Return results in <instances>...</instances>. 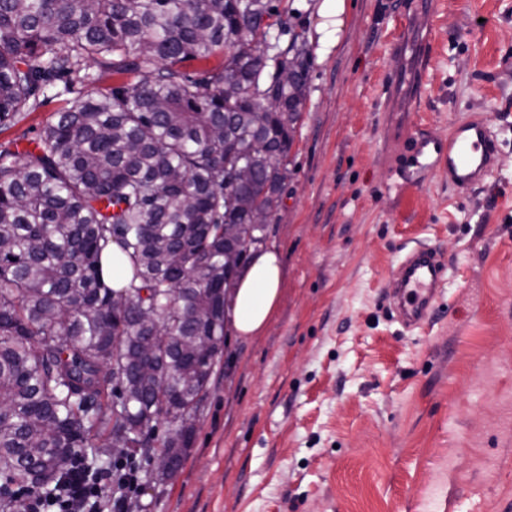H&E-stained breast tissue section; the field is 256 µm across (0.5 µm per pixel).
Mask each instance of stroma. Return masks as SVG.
<instances>
[{
  "mask_svg": "<svg viewBox=\"0 0 512 512\" xmlns=\"http://www.w3.org/2000/svg\"><path fill=\"white\" fill-rule=\"evenodd\" d=\"M413 2L346 0L340 46L313 54L265 242L287 271L278 311L262 335L228 331L176 479L132 458L135 512H512V0ZM74 102L40 101L0 144ZM475 113L492 176L404 190L415 130L444 140ZM420 245L448 268L408 329L389 286Z\"/></svg>",
  "mask_w": 512,
  "mask_h": 512,
  "instance_id": "35a3bbf8",
  "label": "stroma"
}]
</instances>
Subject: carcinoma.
<instances>
[{"label":"carcinoma","instance_id":"cac0c4a2","mask_svg":"<svg viewBox=\"0 0 512 512\" xmlns=\"http://www.w3.org/2000/svg\"><path fill=\"white\" fill-rule=\"evenodd\" d=\"M281 14L273 0H0V124L95 67L128 77L54 113L32 146L0 145V512L145 453L161 423L175 426L157 479L178 472L224 353V283L281 205L308 97L310 48L268 23ZM242 164L247 184L228 178ZM114 245L132 269L118 290Z\"/></svg>","mask_w":512,"mask_h":512}]
</instances>
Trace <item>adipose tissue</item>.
I'll return each instance as SVG.
<instances>
[{"label": "adipose tissue", "mask_w": 512, "mask_h": 512, "mask_svg": "<svg viewBox=\"0 0 512 512\" xmlns=\"http://www.w3.org/2000/svg\"><path fill=\"white\" fill-rule=\"evenodd\" d=\"M315 15L319 51L325 55L341 42L346 0H319ZM283 278L282 260L274 250L255 254L241 271L229 297L233 327L239 336H257L265 330L278 307Z\"/></svg>", "instance_id": "obj_1"}]
</instances>
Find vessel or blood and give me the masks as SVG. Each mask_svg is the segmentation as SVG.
I'll return each mask as SVG.
<instances>
[{
    "mask_svg": "<svg viewBox=\"0 0 512 512\" xmlns=\"http://www.w3.org/2000/svg\"><path fill=\"white\" fill-rule=\"evenodd\" d=\"M497 143L486 118L471 115L455 125L447 140L419 138L411 165L417 175L447 172L449 183L468 192L489 178L497 163ZM446 264L433 250L420 247L408 253L391 284L393 309L406 326L421 325L433 308Z\"/></svg>",
    "mask_w": 512,
    "mask_h": 512,
    "instance_id": "vessel-or-blood-1",
    "label": "vessel or blood"
}]
</instances>
